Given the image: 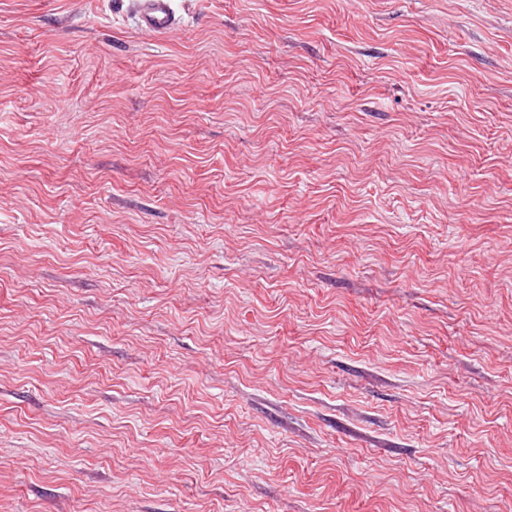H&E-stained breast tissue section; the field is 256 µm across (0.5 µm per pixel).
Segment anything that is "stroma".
<instances>
[{
  "label": "stroma",
  "mask_w": 512,
  "mask_h": 512,
  "mask_svg": "<svg viewBox=\"0 0 512 512\" xmlns=\"http://www.w3.org/2000/svg\"><path fill=\"white\" fill-rule=\"evenodd\" d=\"M0 0V512H512V0ZM174 0H139L137 16L140 27L150 34L161 37L176 28L177 18Z\"/></svg>",
  "instance_id": "1"
}]
</instances>
